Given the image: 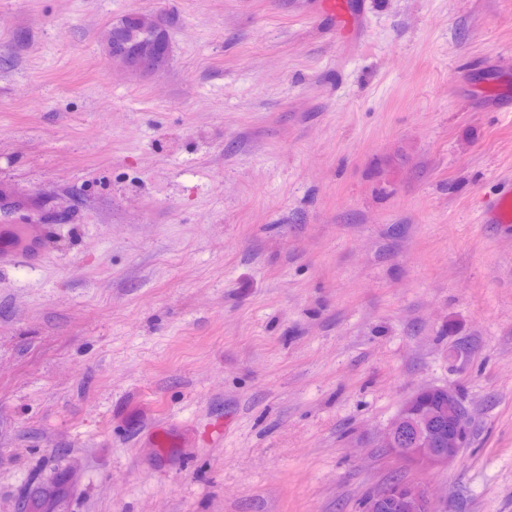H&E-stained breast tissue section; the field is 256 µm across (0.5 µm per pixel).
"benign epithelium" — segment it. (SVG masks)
<instances>
[{"label":"benign epithelium","mask_w":512,"mask_h":512,"mask_svg":"<svg viewBox=\"0 0 512 512\" xmlns=\"http://www.w3.org/2000/svg\"><path fill=\"white\" fill-rule=\"evenodd\" d=\"M135 25L146 34L130 45L124 40ZM112 66L128 72L157 73L170 58L163 18L134 13L112 21L104 35ZM471 426L457 393L448 387L427 386L408 396L384 432L382 447L418 471L444 468L467 447ZM363 512H440L429 487L419 480L389 483L370 495Z\"/></svg>","instance_id":"benign-epithelium-1"}]
</instances>
